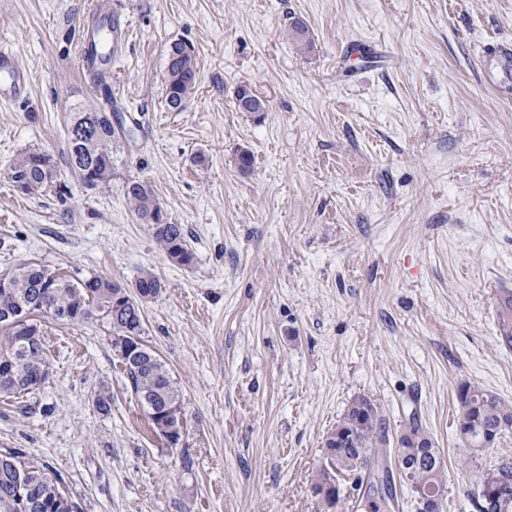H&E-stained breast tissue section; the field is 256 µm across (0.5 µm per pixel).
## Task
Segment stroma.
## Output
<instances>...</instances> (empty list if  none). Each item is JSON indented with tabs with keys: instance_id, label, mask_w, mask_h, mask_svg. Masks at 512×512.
Here are the masks:
<instances>
[{
	"instance_id": "stroma-1",
	"label": "stroma",
	"mask_w": 512,
	"mask_h": 512,
	"mask_svg": "<svg viewBox=\"0 0 512 512\" xmlns=\"http://www.w3.org/2000/svg\"><path fill=\"white\" fill-rule=\"evenodd\" d=\"M96 2L0 0V43L31 80L0 102V273L35 262L128 289L159 276L142 340L186 427L176 448L155 433L110 326L51 324L46 384L0 398V450L47 464L77 512H349L355 498L417 512L396 458L414 421L442 460L441 512H473L475 473L512 461V431L469 452L456 399L472 383L512 404L491 305L512 282V79L493 54L512 42V0H112L130 25L109 85L126 134L110 184L89 189L67 126L99 95L76 48ZM174 42L198 66L180 112L165 103ZM241 84L266 112L238 111ZM28 148L53 157L65 197L13 186ZM130 180L184 226L191 264L131 212ZM361 396L387 442L372 473L340 476L330 507L313 491L324 440Z\"/></svg>"
}]
</instances>
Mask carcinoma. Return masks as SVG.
Segmentation results:
<instances>
[{
  "mask_svg": "<svg viewBox=\"0 0 512 512\" xmlns=\"http://www.w3.org/2000/svg\"><path fill=\"white\" fill-rule=\"evenodd\" d=\"M197 62L194 48L184 42H175L167 52L165 102L174 111L181 101L192 95L196 86ZM235 103L239 111L256 112L265 106L248 84L237 86ZM68 157L84 186L95 189L112 181V142L118 132L112 115L96 107L74 111L67 131ZM10 178L24 184L27 193L37 194L54 189L65 196L62 185L56 184L53 158L42 151L28 150L11 166ZM125 197L137 218L151 226L153 237L162 251L174 262L188 265L193 253L188 249L184 226L155 218L160 205L151 187L138 180L125 185ZM8 284L0 286V357L7 355L14 363L11 371L0 370V397L19 398L30 393L33 379L49 372V363L42 348L31 345L27 338L43 330V322L51 319L61 324H79L96 317L112 328V332L126 327L135 336L143 335L141 302L157 298L164 285L153 272L143 273L134 284V293L118 286L112 280L94 276L74 283L67 276L41 264L29 262L17 265L7 273ZM125 295V303L113 304V295ZM126 375L136 399L150 419L155 432L163 428L162 420L152 414L153 409L165 405H182L179 386L166 363L145 344L140 354L125 364ZM460 406L458 424L466 428L467 441L478 444L484 435L493 431L497 442L504 432L512 429V405L477 385L462 384L457 390ZM383 419L375 405L367 411L351 404L343 417L325 439L326 448L334 451L332 469H324L316 478L320 489L333 474L365 470L368 467V448L373 438L381 434ZM13 464L0 461V512H16L9 491L17 469L30 473L29 495L37 500L56 490L66 493L60 476L40 461L14 449L0 453ZM440 455L433 448L428 434L414 423L400 435L397 463L410 470V481L421 488L444 489ZM490 470L475 475L479 492L473 501L475 512H512V497L492 499V488L487 484Z\"/></svg>",
  "mask_w": 512,
  "mask_h": 512,
  "instance_id": "cac0c4a2",
  "label": "carcinoma"
}]
</instances>
